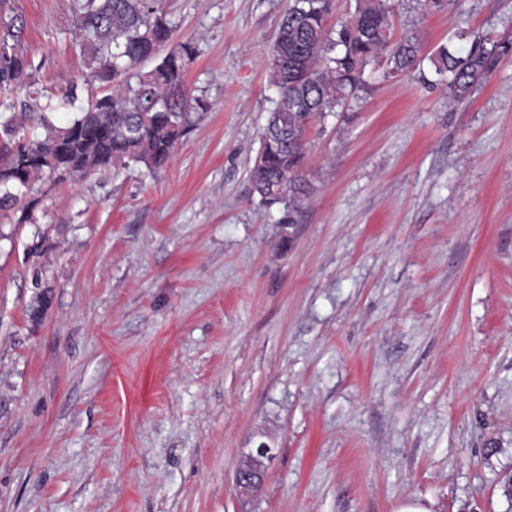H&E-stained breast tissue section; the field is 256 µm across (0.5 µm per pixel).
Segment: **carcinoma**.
Segmentation results:
<instances>
[{"label":"carcinoma","instance_id":"carcinoma-1","mask_svg":"<svg viewBox=\"0 0 512 512\" xmlns=\"http://www.w3.org/2000/svg\"><path fill=\"white\" fill-rule=\"evenodd\" d=\"M70 10L74 45L87 68L84 82H97L107 93L56 125L51 114L75 104L79 84L40 103L32 64L18 49L23 26L0 24V88L27 94L21 111L0 113L1 211L63 167L80 177L131 162L162 168L210 111L186 83L197 48L190 40L170 44L176 25L164 0H71ZM393 10L391 0H353L348 19L333 26V0H293L282 15L268 65L278 97L261 135L262 163L249 174L265 205L283 204L290 214L303 207L313 190L305 174L307 124L367 89L379 63L388 78L426 61L448 74V97L461 102L512 60V38L489 46L477 40L463 55L445 45L426 53L417 31L394 38ZM167 45L151 69H136Z\"/></svg>","mask_w":512,"mask_h":512}]
</instances>
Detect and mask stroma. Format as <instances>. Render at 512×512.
I'll return each instance as SVG.
<instances>
[{
	"mask_svg": "<svg viewBox=\"0 0 512 512\" xmlns=\"http://www.w3.org/2000/svg\"><path fill=\"white\" fill-rule=\"evenodd\" d=\"M288 5L165 0L207 119L164 168L0 211V512H512V63L461 103L430 68L372 79L310 126L288 226L248 177ZM415 5L395 33L429 51L512 37V0ZM0 16L39 88L81 78L70 0ZM273 456V448L266 442H260L255 452L249 454V461L238 470L236 485L243 489L255 487L263 477L264 461L270 462Z\"/></svg>",
	"mask_w": 512,
	"mask_h": 512,
	"instance_id": "35a3bbf8",
	"label": "stroma"
}]
</instances>
